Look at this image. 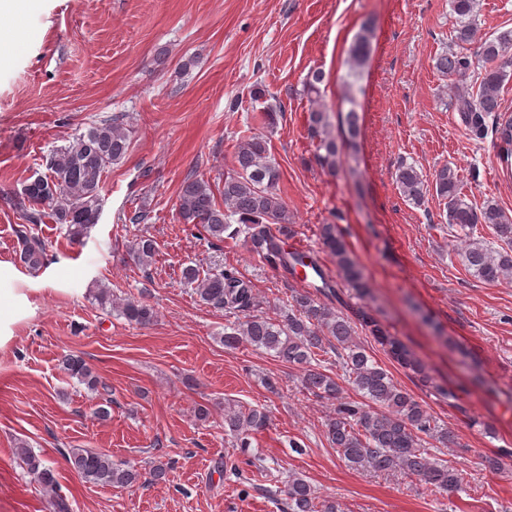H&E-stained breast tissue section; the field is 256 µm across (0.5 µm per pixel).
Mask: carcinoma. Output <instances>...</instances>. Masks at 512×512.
Segmentation results:
<instances>
[{"instance_id":"carcinoma-1","label":"carcinoma","mask_w":512,"mask_h":512,"mask_svg":"<svg viewBox=\"0 0 512 512\" xmlns=\"http://www.w3.org/2000/svg\"><path fill=\"white\" fill-rule=\"evenodd\" d=\"M477 0H450L451 10L460 20L454 46L435 57L434 68L448 78V105L458 112L461 125L469 135L483 139L492 133L502 167H512V111L502 107L501 93L512 80V29L481 40L476 54L465 52V45L476 38L474 10ZM372 21L366 20L349 49L350 68L345 76L346 99L350 108L338 112L344 141L353 143L358 136L359 114L355 93L359 69L371 52ZM479 80L476 94L465 89L463 78L475 68ZM331 115L323 107L310 112L308 133L318 142L317 159L321 165L338 168L346 162L343 145L331 132ZM129 134L119 117L91 125L72 138L69 144L54 150L47 166L49 174L26 183L12 198L13 207L25 223L17 225L19 263L31 271L39 270L46 257L42 240L34 226L49 217L65 227L66 237L74 245L83 244L98 221L101 184L104 174L120 163L129 150ZM280 178L278 165L271 158L268 138L254 133L237 147L234 169L224 174V207L216 204L210 183L203 178L187 179L179 192L178 215L185 224L201 225L211 239L243 238L250 252L274 269L295 270L301 265L313 270L320 284L314 291L291 295L288 308L277 317L258 310L251 282L233 266L201 275L194 266L182 271L184 282L199 298L215 308L237 316L224 327V345L247 343L262 348L279 361L301 371V386L320 400L336 403L335 414L326 424V438L347 465L358 472L399 471L432 488L448 493L461 489L462 473L448 461L431 457L426 440L444 447H457L456 434L440 426L407 390L399 386L356 341L355 328L367 331L386 348L397 364L408 368L428 382L423 366L406 346L392 336L366 307H352L343 298L338 285L325 278L314 261L285 248V239L294 230L288 208L275 193ZM396 186L405 202L421 207L434 194L443 203L448 223L462 230H474L479 224L492 225L507 247L499 250L468 237L458 251L464 266L482 280L495 282L512 279V216L488 201L477 208L466 200L460 188L456 168L446 163L425 178L414 165L400 163L395 172ZM321 238L336 261V267L352 294L362 298L370 285L354 259L344 235L336 224H324ZM134 260L150 265L155 244L141 237L130 246ZM95 300L118 312L127 322L148 325L154 309L136 299L115 301L107 288H99ZM332 353L336 366L360 399L344 396L336 379L323 369L322 357ZM63 371L95 390L102 381L79 356L66 355ZM268 414L252 408L224 410V429L237 439L238 453L250 464L260 458L251 452L249 436L263 429ZM30 473L50 492V512H70L66 500L56 495L53 467L27 447L19 446ZM64 457L71 468L86 481L102 486H128L141 479L131 465L119 466L112 458L92 448H71ZM283 512H339L334 500L320 499L301 476L292 475L284 489Z\"/></svg>"}]
</instances>
